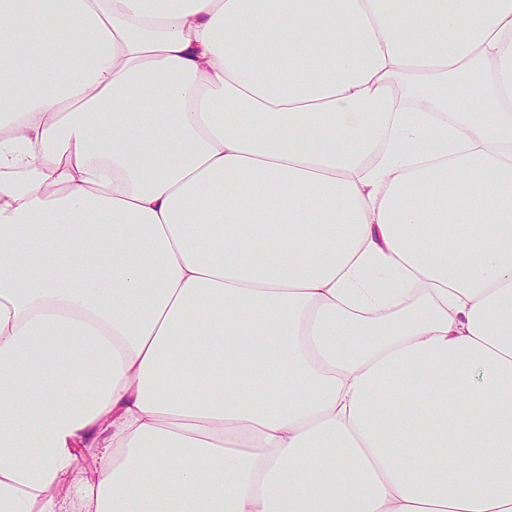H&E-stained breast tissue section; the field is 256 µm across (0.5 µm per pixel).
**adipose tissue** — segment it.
Masks as SVG:
<instances>
[{"label":"adipose tissue","instance_id":"adipose-tissue-1","mask_svg":"<svg viewBox=\"0 0 512 512\" xmlns=\"http://www.w3.org/2000/svg\"><path fill=\"white\" fill-rule=\"evenodd\" d=\"M0 512H512V0H0Z\"/></svg>","mask_w":512,"mask_h":512}]
</instances>
